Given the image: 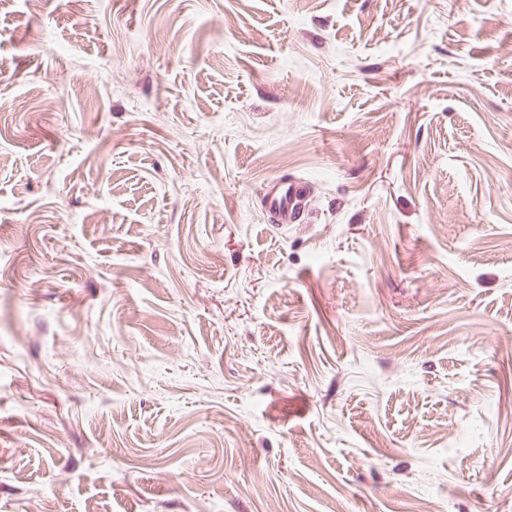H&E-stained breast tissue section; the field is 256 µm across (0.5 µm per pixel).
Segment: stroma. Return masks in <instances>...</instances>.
Here are the masks:
<instances>
[{"label": "stroma", "mask_w": 512, "mask_h": 512, "mask_svg": "<svg viewBox=\"0 0 512 512\" xmlns=\"http://www.w3.org/2000/svg\"><path fill=\"white\" fill-rule=\"evenodd\" d=\"M428 505L512 512V0H0V512ZM310 186L306 182L272 181L264 194L265 210L275 224H297L305 212Z\"/></svg>", "instance_id": "obj_1"}]
</instances>
